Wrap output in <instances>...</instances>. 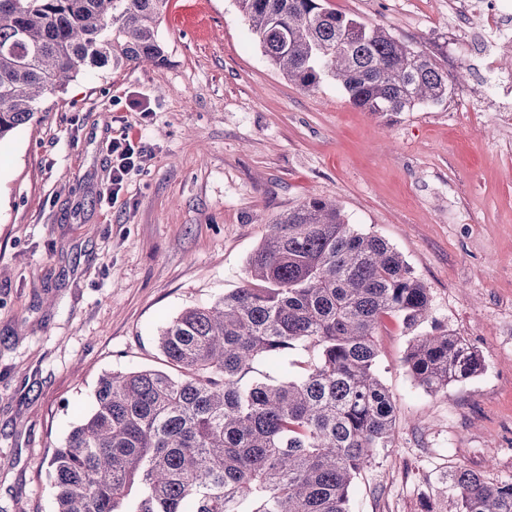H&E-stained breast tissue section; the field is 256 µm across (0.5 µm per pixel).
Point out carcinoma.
<instances>
[{"instance_id": "cac0c4a2", "label": "carcinoma", "mask_w": 512, "mask_h": 512, "mask_svg": "<svg viewBox=\"0 0 512 512\" xmlns=\"http://www.w3.org/2000/svg\"><path fill=\"white\" fill-rule=\"evenodd\" d=\"M167 0H0V142L95 69L164 61ZM272 65L304 90L332 80L391 120L448 100V73L386 29L324 0H237ZM393 317L427 392L485 371L483 352L432 316L429 288L391 244L303 198L268 225L242 286L163 326L172 371L99 378L91 412L49 460L54 512H350L397 407L379 373ZM265 364L274 372L259 369ZM460 512H512V481L450 474Z\"/></svg>"}]
</instances>
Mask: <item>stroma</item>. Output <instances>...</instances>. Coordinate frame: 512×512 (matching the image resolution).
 <instances>
[{
    "instance_id": "1",
    "label": "stroma",
    "mask_w": 512,
    "mask_h": 512,
    "mask_svg": "<svg viewBox=\"0 0 512 512\" xmlns=\"http://www.w3.org/2000/svg\"><path fill=\"white\" fill-rule=\"evenodd\" d=\"M326 5L422 49L470 100L379 120L335 84L288 81L236 0H168L163 65L77 76L0 145V512H53L47 460L99 376L163 368L160 327L241 286L266 224L306 197L393 245L433 317L487 361L425 391L403 366L401 322L386 321L394 440L352 512H457L460 467L512 479V128L500 121L512 93L450 33L448 0ZM125 130L145 153L112 203Z\"/></svg>"
}]
</instances>
